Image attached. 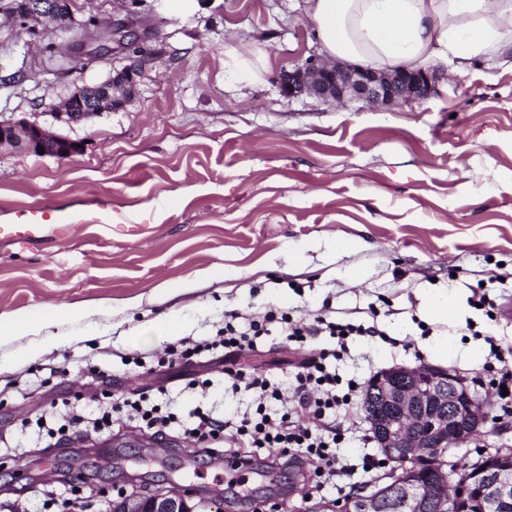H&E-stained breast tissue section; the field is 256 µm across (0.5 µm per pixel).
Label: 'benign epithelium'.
<instances>
[{
	"label": "benign epithelium",
	"instance_id": "benign-epithelium-1",
	"mask_svg": "<svg viewBox=\"0 0 512 512\" xmlns=\"http://www.w3.org/2000/svg\"><path fill=\"white\" fill-rule=\"evenodd\" d=\"M70 0H24L27 24L45 30L66 28ZM112 39L123 48H138L131 63L112 77L85 86L52 105L55 122L72 126L104 111L115 110L132 95L146 68L147 56L138 26L128 20L112 28ZM436 76L403 65L385 70L350 66L343 61L307 59L282 70L277 84L288 98L303 95L336 105L363 101L391 106L420 102L435 91ZM77 141L59 136L25 118L0 121V149L65 160L80 151ZM363 406L373 438L394 463L388 481L370 494L358 495L344 512H512V452L501 449L469 471L458 491L448 484V451L470 442L491 421L489 403L455 372L422 362L393 366L373 376ZM197 504L178 487L112 503L110 512H196Z\"/></svg>",
	"mask_w": 512,
	"mask_h": 512
}]
</instances>
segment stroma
I'll return each instance as SVG.
<instances>
[{
	"mask_svg": "<svg viewBox=\"0 0 512 512\" xmlns=\"http://www.w3.org/2000/svg\"><path fill=\"white\" fill-rule=\"evenodd\" d=\"M132 13L154 54L135 96L56 126L51 104L107 80L127 52L113 45L108 60L62 75L44 52L46 30L0 11V120L23 116L84 144L63 161L0 150V226L40 206L75 220L63 234L0 238V312L99 305L85 320L54 326L68 344L0 343V512L16 503L48 512L45 491L66 498L75 485L95 490L78 512H108L122 489L174 486L199 512L344 505L334 487L312 488L289 471L213 467L175 430L156 438L131 422L101 436L108 450L100 454L80 435L38 430L37 418L55 422V404L77 391L91 400L105 385L117 397L157 395L178 414L245 411L254 395L228 388L221 356L146 375L137 367L180 338L214 335L234 308L275 307L298 319L330 308L356 319L376 306L387 338L357 337L336 363L342 378L364 384L397 364L432 362V347L447 340L449 368L492 401L485 433L449 463L512 448L484 368L486 337L512 345V57L485 54L461 71L438 64L436 90L419 103L331 105L286 98L276 83L319 50L303 0H193L185 11L171 0H75L73 24L92 18L108 31ZM253 43L268 56L245 85L224 61L230 48ZM477 289L500 304L494 317L470 307ZM446 294L454 314L421 335L426 303ZM27 346L38 354L21 357ZM295 361L274 332L236 365L285 382ZM94 368L109 383L93 379ZM196 375L209 387L188 390ZM342 426L343 462L376 452L362 405Z\"/></svg>",
	"mask_w": 512,
	"mask_h": 512,
	"instance_id": "35a3bbf8",
	"label": "stroma"
}]
</instances>
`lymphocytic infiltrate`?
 Instances as JSON below:
<instances>
[{"label": "lymphocytic infiltrate", "instance_id": "1", "mask_svg": "<svg viewBox=\"0 0 512 512\" xmlns=\"http://www.w3.org/2000/svg\"><path fill=\"white\" fill-rule=\"evenodd\" d=\"M272 324L290 342L302 344L307 337L325 335L335 338L337 346L319 350L300 361L288 385L272 383L262 372L226 368L224 379L232 389L255 393L252 411L217 417L197 407L182 418L142 394L135 399L98 405L83 413L69 409L61 415V425L69 430L100 434L111 430L116 416L123 414L136 419L142 428L158 437L165 436L172 426H179L186 438L205 452L230 450L242 470L252 469L260 461L267 467L289 469L302 475L314 469L320 471L326 482L350 475L351 466L340 464L336 455L343 440L338 419L347 414L361 385L352 379L342 380L328 370L326 361L347 352L349 342L355 337L375 335V327L320 316L305 322L275 308L261 315L231 309L225 311L224 325L213 338H181L166 348L158 363L187 364L217 347L223 348L232 359L250 354Z\"/></svg>", "mask_w": 512, "mask_h": 512}]
</instances>
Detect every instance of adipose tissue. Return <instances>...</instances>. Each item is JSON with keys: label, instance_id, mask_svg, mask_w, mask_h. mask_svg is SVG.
Wrapping results in <instances>:
<instances>
[{"label": "adipose tissue", "instance_id": "adipose-tissue-1", "mask_svg": "<svg viewBox=\"0 0 512 512\" xmlns=\"http://www.w3.org/2000/svg\"><path fill=\"white\" fill-rule=\"evenodd\" d=\"M312 35L328 60L385 69L452 58L468 65L512 51V0H306ZM64 305L44 315L0 313V341L89 317Z\"/></svg>", "mask_w": 512, "mask_h": 512}]
</instances>
